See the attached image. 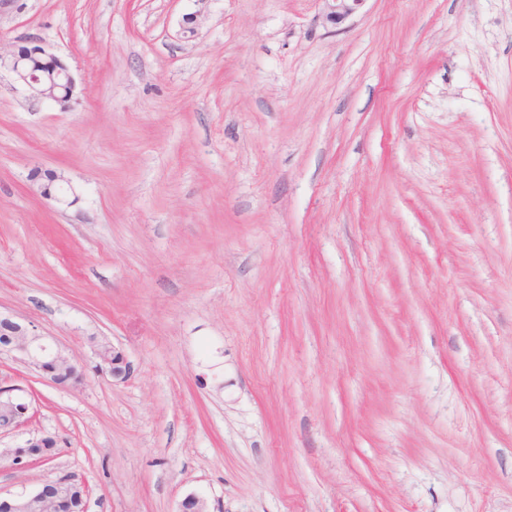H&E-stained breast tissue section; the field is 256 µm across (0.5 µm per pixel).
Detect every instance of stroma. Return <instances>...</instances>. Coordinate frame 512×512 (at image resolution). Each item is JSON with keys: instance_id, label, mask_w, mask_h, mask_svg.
I'll return each mask as SVG.
<instances>
[{"instance_id": "35a3bbf8", "label": "stroma", "mask_w": 512, "mask_h": 512, "mask_svg": "<svg viewBox=\"0 0 512 512\" xmlns=\"http://www.w3.org/2000/svg\"><path fill=\"white\" fill-rule=\"evenodd\" d=\"M18 0L0 73V492L88 512H512V0ZM196 29L181 34L185 20ZM53 172L60 199L40 191ZM132 366L113 380L93 341ZM320 2L323 22L337 28L358 12L366 0H320ZM31 45L35 49L31 58L42 59L45 70L35 69L31 59L22 58L16 52L5 56L0 52V71L7 69L14 79L32 91L35 97L50 100L61 108H66L73 98L76 86L70 68L39 43L33 42ZM0 335V343H3L4 339L3 348L21 355L22 361L51 383L58 385L57 375L63 370L73 377L71 385L81 382L83 369L77 362L48 343L43 336L34 333L27 325L1 312ZM14 390L18 389L0 388V406L9 412L11 417L7 426L0 427L4 433L22 427L34 416V412L30 413L32 409L30 401L22 395H13ZM47 439H53V437L50 436H42L39 438H33L29 439L25 446L20 448H12L8 449L3 454L1 453V456H11L13 457V461H19L20 459L26 457L29 458V462H37L34 458V454L31 452V448H34V451L37 452L35 455L37 458H39L41 461L50 460L56 455L57 447L56 442L48 443L45 445L44 448H37L39 445L43 444L44 440ZM68 479V480H67ZM74 480L73 478H63L55 482L42 485L31 492L22 491L20 493H8L2 496L0 492V503L4 510L9 512H30L35 506L38 512H62L60 509L63 497L60 496V485ZM0 508V512H5Z\"/></svg>"}]
</instances>
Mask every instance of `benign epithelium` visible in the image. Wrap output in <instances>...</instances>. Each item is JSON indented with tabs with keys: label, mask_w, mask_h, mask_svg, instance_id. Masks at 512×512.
<instances>
[{
	"label": "benign epithelium",
	"mask_w": 512,
	"mask_h": 512,
	"mask_svg": "<svg viewBox=\"0 0 512 512\" xmlns=\"http://www.w3.org/2000/svg\"><path fill=\"white\" fill-rule=\"evenodd\" d=\"M322 3L323 22L333 28L344 24L359 11L366 0H319ZM34 52L29 58L17 53L0 54V70L6 69L21 85L27 87L35 97L50 100L60 107L68 106L75 91V79L68 65L58 56L46 51L39 43H32ZM0 335L4 337V348L21 355L22 361L39 372L51 383H56L58 372L66 371L79 383L83 378V369L62 350L48 343L44 337L34 333L23 323L9 315L0 313ZM112 350V378L123 380L131 372L130 362L119 348H109V344L99 342L95 353L106 363V351ZM0 407L10 414L9 424L3 427L7 433L27 424L33 417L31 403L22 395L12 394L10 389L0 388ZM46 437L33 438L25 446L8 449L4 455L18 461L24 457L35 461L31 449L43 444ZM67 482L63 478L50 482L31 491L0 495V507L7 512H29L36 507L39 512H61L60 485ZM178 512H209L204 499L191 493L180 503Z\"/></svg>",
	"instance_id": "benign-epithelium-1"
}]
</instances>
